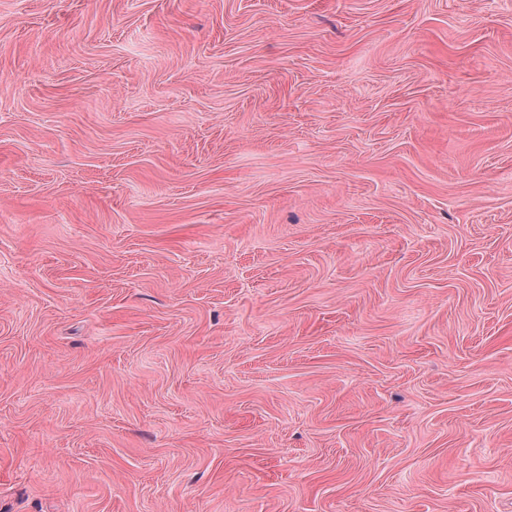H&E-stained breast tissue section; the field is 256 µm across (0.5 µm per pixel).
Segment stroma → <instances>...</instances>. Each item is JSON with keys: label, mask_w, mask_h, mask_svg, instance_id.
Returning <instances> with one entry per match:
<instances>
[{"label": "stroma", "mask_w": 512, "mask_h": 512, "mask_svg": "<svg viewBox=\"0 0 512 512\" xmlns=\"http://www.w3.org/2000/svg\"><path fill=\"white\" fill-rule=\"evenodd\" d=\"M0 512H512V0H0Z\"/></svg>", "instance_id": "35a3bbf8"}]
</instances>
